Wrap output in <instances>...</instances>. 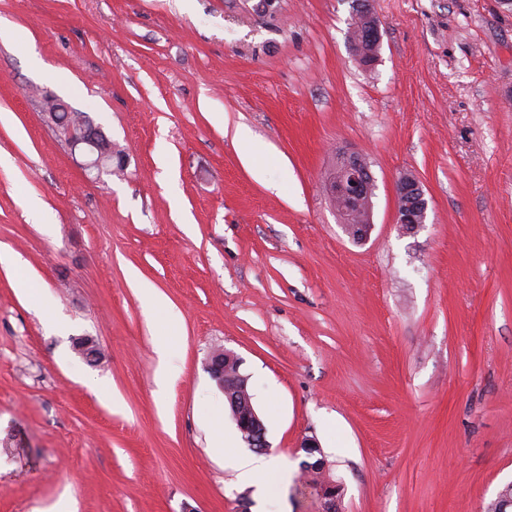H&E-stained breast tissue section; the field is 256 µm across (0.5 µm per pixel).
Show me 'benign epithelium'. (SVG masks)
Segmentation results:
<instances>
[{
	"label": "benign epithelium",
	"instance_id": "obj_1",
	"mask_svg": "<svg viewBox=\"0 0 512 512\" xmlns=\"http://www.w3.org/2000/svg\"><path fill=\"white\" fill-rule=\"evenodd\" d=\"M381 44V30L379 21L375 20L369 28L362 33V37L353 41L352 51L363 66L371 65L374 57L373 49ZM71 108L59 99H50L45 107V114L50 122L63 124L65 120L59 118V113L69 112ZM76 144L84 146L86 161L85 170L95 171L99 174L112 167V150L107 147L108 138L102 128L93 121H85L79 128L75 137ZM375 190L374 178L365 159L359 155H346L342 157V165L336 168L331 179L329 191L336 206L342 223L350 235L355 239H365L372 230V221L365 224L358 223L359 215L372 214V196ZM396 208L395 221L401 228L410 232L424 223L428 202L419 180L413 175L401 177L395 187ZM236 363L241 367L242 361L233 353L226 350H216L210 354L207 369L212 378L216 380L221 391H227L228 383L240 377L239 371H231L228 365ZM234 421L237 427L248 434L247 443L250 448L262 452L269 447L265 436L262 420L253 405H248V413H239L237 405H231Z\"/></svg>",
	"mask_w": 512,
	"mask_h": 512
}]
</instances>
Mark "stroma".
<instances>
[{
  "mask_svg": "<svg viewBox=\"0 0 512 512\" xmlns=\"http://www.w3.org/2000/svg\"><path fill=\"white\" fill-rule=\"evenodd\" d=\"M373 6L367 70L351 0H0L27 33L23 51L0 38V512H321L312 436L339 512H485L512 482V12ZM46 91L103 128L123 174L86 176ZM341 150L376 184L361 243L329 195ZM407 172L428 200L411 233ZM133 272L178 312L168 335ZM31 275L52 316L20 293ZM162 347L178 374L161 395ZM216 348L241 358L285 472L262 504L236 479L253 451L206 369ZM368 24V21L363 17L358 15V20L356 21L353 16H351V22L349 23L348 27V39L350 34V28L352 25H357L360 32H362L366 25ZM381 44V30L379 21L377 20V17L374 16V21L369 26V28L362 33V37L359 39H355L353 41V44L350 45L352 48L353 53L355 54V57L357 60L361 61L364 67H367L369 65H372L376 60L371 62V58L375 57L374 50ZM369 48H372V51L369 50ZM395 223L411 232L426 218L428 202L419 180L413 175L402 176L395 187Z\"/></svg>",
  "mask_w": 512,
  "mask_h": 512,
  "instance_id": "stroma-1",
  "label": "stroma"
}]
</instances>
